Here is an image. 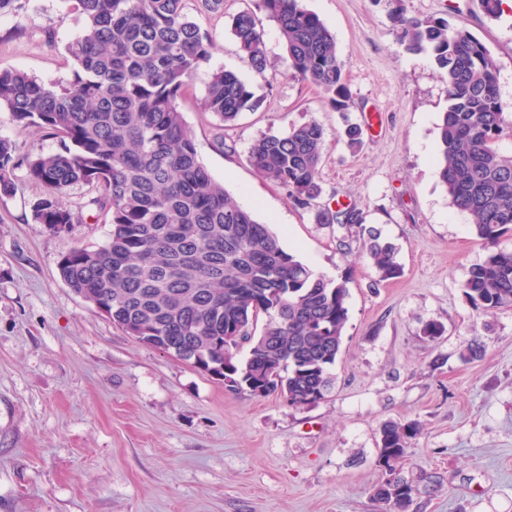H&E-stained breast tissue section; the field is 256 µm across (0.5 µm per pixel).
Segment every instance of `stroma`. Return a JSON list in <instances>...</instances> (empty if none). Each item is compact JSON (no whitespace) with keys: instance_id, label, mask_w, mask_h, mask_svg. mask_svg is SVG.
I'll return each instance as SVG.
<instances>
[{"instance_id":"obj_1","label":"stroma","mask_w":512,"mask_h":512,"mask_svg":"<svg viewBox=\"0 0 512 512\" xmlns=\"http://www.w3.org/2000/svg\"><path fill=\"white\" fill-rule=\"evenodd\" d=\"M335 36L348 108L285 76L276 24L260 0H224L194 20L218 49L180 101L198 153L232 199L270 224L281 246L314 273L346 281L349 320L331 368L334 385L295 407L278 395L235 393L190 364L138 343L76 295L57 263L109 227L88 186L66 202L78 217L48 232L34 218L44 189L15 169L0 195V512H386L372 489L384 422L416 423L395 473L417 488L409 512H512V308L483 313L465 296L469 268L486 255L468 215L436 173L446 80L428 55L409 53L392 15L442 18L469 31L497 62L512 122V7L487 15L481 0H302ZM260 13L269 66L256 74L227 22ZM81 28L63 0H27L0 14V69L46 83L69 79L68 43ZM237 71L259 101L224 125L204 109L212 71ZM316 121L325 131L322 193L296 207L247 160L269 132ZM362 129L350 148L345 123ZM0 137L32 159L58 138L21 131L0 112ZM343 203L362 224H321ZM397 249L400 273L379 280L363 227ZM438 327L435 337L426 327Z\"/></svg>"}]
</instances>
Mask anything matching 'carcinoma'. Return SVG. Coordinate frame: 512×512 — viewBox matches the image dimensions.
<instances>
[{"label":"carcinoma","instance_id":"obj_1","mask_svg":"<svg viewBox=\"0 0 512 512\" xmlns=\"http://www.w3.org/2000/svg\"><path fill=\"white\" fill-rule=\"evenodd\" d=\"M81 18L67 46L72 77L43 83L20 70H0V110L20 130L63 142L59 152L26 161V177L45 193L35 219L52 233L76 221L63 203L77 185L95 190L98 216L111 225L98 245H78L58 261L65 284L112 324L145 346L198 362L231 391L277 394L305 404L324 396L349 319L346 282L313 271L279 244L269 225L237 205L202 163L179 107L186 87L215 49L186 10L187 0H64ZM278 27L285 73L347 109L344 62L333 34L301 0H261ZM396 35L413 54L428 53L443 72L448 109L439 124L437 175L450 203L468 214L488 253L470 267L465 296L485 313L512 308V157L495 147L506 127L497 65L469 31L444 19L397 12ZM237 49L263 74L267 56L254 14L229 20ZM258 100L233 70L218 69L203 106L232 124ZM325 132L313 120L285 134H264L248 150L256 172L278 183L303 208L320 195ZM15 146L0 138V194L15 190ZM321 224L362 223L352 207L317 212ZM380 280L400 273L396 248L368 230L363 243ZM260 333H255L259 319ZM244 360L236 358L241 343ZM414 423L390 421L379 431V457L389 469L404 458ZM386 482L373 497L389 512H408Z\"/></svg>","mask_w":512,"mask_h":512}]
</instances>
